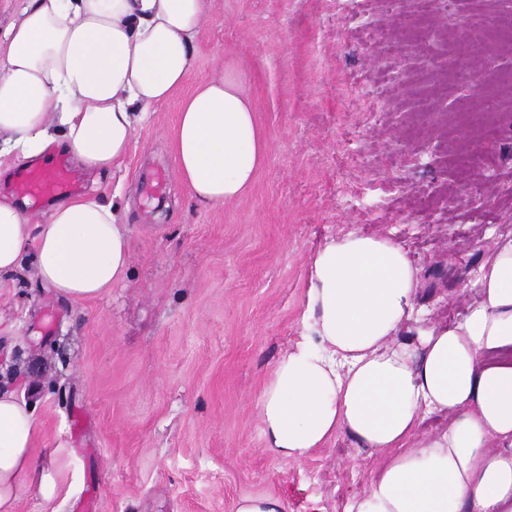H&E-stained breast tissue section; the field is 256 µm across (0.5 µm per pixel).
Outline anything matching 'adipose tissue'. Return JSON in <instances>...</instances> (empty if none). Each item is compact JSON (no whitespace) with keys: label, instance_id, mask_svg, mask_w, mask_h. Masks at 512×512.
I'll use <instances>...</instances> for the list:
<instances>
[{"label":"adipose tissue","instance_id":"1","mask_svg":"<svg viewBox=\"0 0 512 512\" xmlns=\"http://www.w3.org/2000/svg\"><path fill=\"white\" fill-rule=\"evenodd\" d=\"M206 11V0H26L0 34V157L27 165L57 149L89 173L119 167L145 111L184 84ZM174 150L199 202L243 196L265 145L235 70L182 100ZM32 241L38 280L73 301L109 293L131 260L115 203L95 195L58 201L37 224L1 196L0 272ZM476 284L462 322L406 339L418 270L404 247L327 238L310 265L306 333L257 401L265 450L299 461L348 434L381 462L348 512H512V237ZM429 414L450 423L419 435ZM34 430L31 403L0 391V512H17L23 487L50 501L70 478L64 462L34 459Z\"/></svg>","mask_w":512,"mask_h":512}]
</instances>
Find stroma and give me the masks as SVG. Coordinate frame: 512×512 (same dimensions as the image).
Returning a JSON list of instances; mask_svg holds the SVG:
<instances>
[{"label": "stroma", "mask_w": 512, "mask_h": 512, "mask_svg": "<svg viewBox=\"0 0 512 512\" xmlns=\"http://www.w3.org/2000/svg\"><path fill=\"white\" fill-rule=\"evenodd\" d=\"M512 0H207L183 86L150 107L121 167L126 279L74 302L32 263L0 274V389L35 408L32 452L76 480L18 512H234L272 493L288 512H346L379 461L344 433L301 461L263 448L256 403L305 332L310 262L331 236L383 234L419 272L414 316L461 320L478 270L512 236V43L496 67L473 24ZM231 66L266 142L238 201L206 205L179 179V107ZM499 110L484 128L482 88Z\"/></svg>", "instance_id": "1"}]
</instances>
